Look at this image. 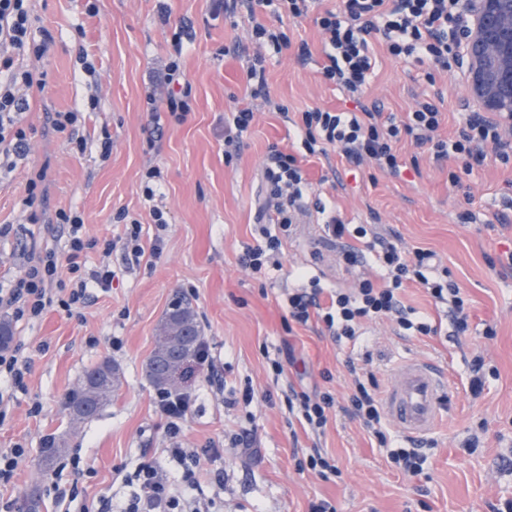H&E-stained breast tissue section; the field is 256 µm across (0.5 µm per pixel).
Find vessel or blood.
Wrapping results in <instances>:
<instances>
[{
    "label": "vessel or blood",
    "instance_id": "obj_1",
    "mask_svg": "<svg viewBox=\"0 0 512 512\" xmlns=\"http://www.w3.org/2000/svg\"><path fill=\"white\" fill-rule=\"evenodd\" d=\"M449 374L435 364L408 359L393 372V380L384 396L388 418L408 437L432 432L444 411Z\"/></svg>",
    "mask_w": 512,
    "mask_h": 512
}]
</instances>
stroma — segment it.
<instances>
[{"label":"stroma","instance_id":"35a3bbf8","mask_svg":"<svg viewBox=\"0 0 512 512\" xmlns=\"http://www.w3.org/2000/svg\"><path fill=\"white\" fill-rule=\"evenodd\" d=\"M31 0L36 29L51 31L56 44L40 62L48 72L43 93L31 97L24 116L33 128L30 152L8 180L0 182V225L14 227L0 242V272L18 270L32 253L55 246L61 231L51 219L56 210L75 208L86 234L99 240L122 232L113 218L122 209L139 219L147 238L162 237L160 257L144 258L125 269L120 251L90 252L89 262L106 263L117 275L108 291L92 289L79 314L49 311L35 324L18 322L12 341L30 363L28 390L6 405L0 448H27V460L0 500L23 512L30 496L38 512H78L81 504L109 499L123 512L134 490L131 479L142 464L165 465L166 422L155 390L145 377L157 326L177 298L197 312L202 337L215 359L213 373H195L188 386L197 397L182 425L185 448L198 452L203 476L224 473L219 512H309L311 502L329 501L336 512H489L490 505L512 500V271L494 266L512 249V210L501 193L512 181V165L488 161L453 185L449 172L460 165L435 161L430 152L401 141L404 159H417L418 171L401 175L357 166L336 150L312 156L292 123L310 108H346L344 97L327 83L322 36L312 19L277 21L290 44L266 52L267 96H251L246 67L255 45L246 18H213L208 0H171L170 26L156 18V0ZM188 26L192 39L184 68L192 85V110L180 125L165 124L154 134L144 87L167 57L176 27ZM307 44L308 55L298 47ZM94 59L97 90L78 61L79 51ZM97 95L89 109V95ZM422 98L434 99L445 114L443 138L455 137L469 106L458 67L432 70L411 59L376 51V66L364 103L383 117L402 118ZM251 105L254 120L238 156L224 155V123L233 111ZM287 114H280V107ZM80 108L83 134L101 129L112 135V153L73 154L54 133L48 113ZM296 156L311 185L305 212L283 242L282 268L257 279L242 265L256 242V212L263 201L262 166L269 147ZM159 167L164 182L154 200L143 194L145 168ZM46 169L45 223H26L22 200L26 174ZM169 216L165 229L152 222V206ZM335 210L349 224H372L384 239L406 250L436 252L469 305V329L452 336L446 306L412 284L400 299L429 317L434 336H399L394 321L366 324L357 342L336 344L318 318L289 326L285 297L299 287L296 272L318 277L329 292L353 287L361 276H379L373 262L345 266L335 243L324 233L320 207ZM469 211L476 219L460 223ZM493 336H485L486 327ZM294 356L297 368L276 377L269 360ZM483 357L480 393L471 389L470 363ZM432 360L453 377L443 420L432 432L423 474L410 476L389 461L354 418L333 410L325 431L314 435L288 412L286 395L295 388L328 392L344 400L352 377L348 361H367L381 389L393 368L406 359ZM104 360L121 371V386L97 415L73 421L68 410L87 368ZM255 397L245 402L246 387ZM272 401H264L265 392ZM39 414H31L32 405ZM65 443L63 460L78 459L88 474L74 480L64 470L59 487L77 486L76 500L57 499L40 467L43 439ZM335 461L340 474L323 479L299 471L313 449Z\"/></svg>","mask_w":512,"mask_h":512}]
</instances>
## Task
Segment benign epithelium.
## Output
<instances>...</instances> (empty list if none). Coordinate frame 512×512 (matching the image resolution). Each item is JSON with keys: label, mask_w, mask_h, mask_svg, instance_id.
<instances>
[{"label": "benign epithelium", "mask_w": 512, "mask_h": 512, "mask_svg": "<svg viewBox=\"0 0 512 512\" xmlns=\"http://www.w3.org/2000/svg\"><path fill=\"white\" fill-rule=\"evenodd\" d=\"M471 26L461 45L467 95L477 111L512 117V0H466Z\"/></svg>", "instance_id": "obj_1"}]
</instances>
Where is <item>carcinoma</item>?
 Masks as SVG:
<instances>
[{"label":"carcinoma","instance_id":"cac0c4a2","mask_svg":"<svg viewBox=\"0 0 512 512\" xmlns=\"http://www.w3.org/2000/svg\"><path fill=\"white\" fill-rule=\"evenodd\" d=\"M158 342L146 365V375L158 390L169 388L195 358L201 342L196 313L189 302L179 301L166 313L158 329ZM120 372L104 360L86 371L80 392L69 402L70 414L86 419L112 400Z\"/></svg>","mask_w":512,"mask_h":512}]
</instances>
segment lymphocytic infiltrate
I'll list each match as a JSON object with an SVG mask.
<instances>
[{
    "mask_svg": "<svg viewBox=\"0 0 512 512\" xmlns=\"http://www.w3.org/2000/svg\"><path fill=\"white\" fill-rule=\"evenodd\" d=\"M29 0H0V173L12 172L18 159L29 149L31 129L19 116L28 104L26 92L44 90L45 73L27 69L25 57H44L53 42L49 32L34 33ZM275 7L278 15L298 20L307 16L311 0H210L211 14L232 18L246 14L252 23V36L262 47L281 52L288 39L278 28L267 26L262 12ZM315 24L324 36L328 59L322 74L350 100L358 102L374 72L375 44L384 45L391 56L415 58L436 69H447L460 57L461 37L469 26L461 0H339L336 8L317 13ZM183 43L174 41L168 59L158 76L166 91L157 99L148 90L150 112L165 113L168 120L184 123L192 110V86L183 66ZM443 114L432 100L416 103L403 120L382 119L379 112L361 107L356 111L330 112L312 109L302 112L297 127L303 135L308 154H326L328 148L338 150L347 161L359 165L369 163L379 171L397 175L407 163L395 145L410 138L420 148L428 149L435 160L455 157L462 162L461 173H450L452 183H459L462 173L482 166L488 157L501 163L512 162V122L502 116L482 112L468 113L456 138L442 139L439 131ZM493 153H486V146ZM264 181L268 209L260 216L257 244L246 250L243 264L253 273H265L279 267L282 239L293 227L295 214L301 211L308 181L295 156L270 147L264 164ZM118 220L125 229L119 241L102 242L86 238L84 218L75 209H58L53 221L66 232L63 249L53 248L31 256L19 275L0 279V312L15 321H36L51 308L66 314L83 308L90 289L109 290L116 273L107 265H88L87 253L95 247L111 252L122 247L127 267L140 264L145 256L159 257L161 238L145 243L139 220L119 212ZM328 238L341 242L340 255L347 266L361 263L363 252L375 250L376 259L385 271L383 284L372 279H359L355 288L337 291L329 306H321L323 288L317 277L307 279L305 287L288 296L289 321L305 325L318 316L335 340L357 341L366 322L395 319L399 328L417 336L437 334L438 329L424 317L413 316L398 294L408 284L425 288L438 303L448 305L456 334L469 328L466 302L458 285L450 280L448 270H437L432 251L417 248L404 252L396 244L368 241L365 226H352L335 215L324 225ZM365 240V249L352 247V240ZM354 375L348 409L358 417L376 438L379 446L389 447V457L396 467L411 475L421 474L428 459L421 446L390 448V437L383 426L378 385L375 378L360 379L358 365H350ZM157 408L166 420L169 446L165 455L179 470L163 473L152 464L142 465L137 472V489L125 512H210L208 501L198 498L200 486L197 467L187 466L191 453L181 444L182 424L191 411L195 396L187 390L158 391ZM335 404L327 392L294 393L289 409L297 411L312 431L327 424L328 412Z\"/></svg>",
    "mask_w": 512,
    "mask_h": 512,
    "instance_id": "lymphocytic-infiltrate-1",
    "label": "lymphocytic infiltrate"
}]
</instances>
